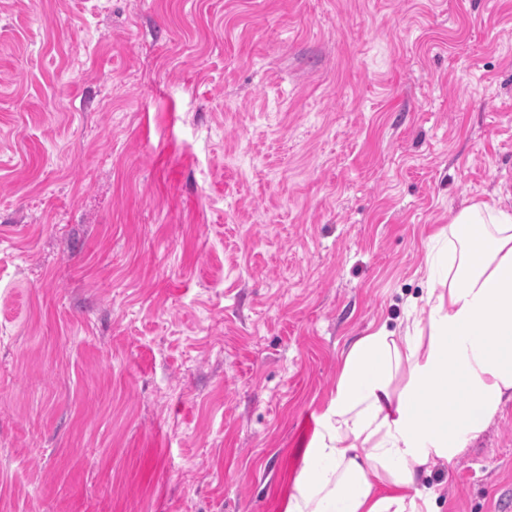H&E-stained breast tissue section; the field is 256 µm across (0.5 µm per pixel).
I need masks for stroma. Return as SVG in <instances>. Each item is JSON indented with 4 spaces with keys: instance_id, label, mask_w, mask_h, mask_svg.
<instances>
[{
    "instance_id": "stroma-1",
    "label": "stroma",
    "mask_w": 512,
    "mask_h": 512,
    "mask_svg": "<svg viewBox=\"0 0 512 512\" xmlns=\"http://www.w3.org/2000/svg\"><path fill=\"white\" fill-rule=\"evenodd\" d=\"M510 169L512 0H0V512H284ZM421 483L512 512V401Z\"/></svg>"
}]
</instances>
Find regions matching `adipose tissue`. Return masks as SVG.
I'll return each instance as SVG.
<instances>
[{
	"label": "adipose tissue",
	"mask_w": 512,
	"mask_h": 512,
	"mask_svg": "<svg viewBox=\"0 0 512 512\" xmlns=\"http://www.w3.org/2000/svg\"><path fill=\"white\" fill-rule=\"evenodd\" d=\"M428 313L348 348L284 512H436L421 468L455 463L512 400V211L463 207Z\"/></svg>",
	"instance_id": "1"
}]
</instances>
